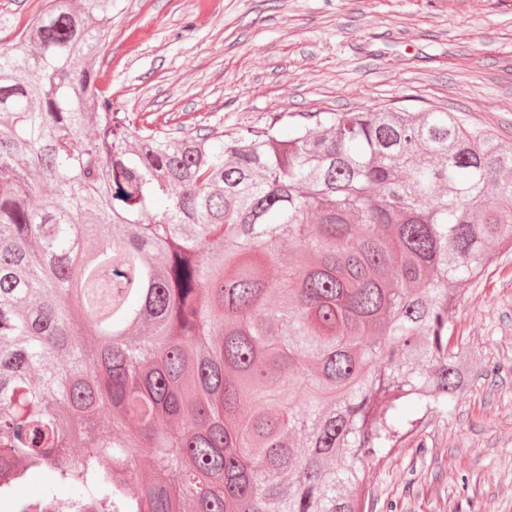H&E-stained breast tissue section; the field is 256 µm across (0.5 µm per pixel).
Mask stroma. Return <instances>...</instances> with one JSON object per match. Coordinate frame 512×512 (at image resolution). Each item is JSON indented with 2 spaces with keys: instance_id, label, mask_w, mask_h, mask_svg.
<instances>
[{
  "instance_id": "obj_1",
  "label": "stroma",
  "mask_w": 512,
  "mask_h": 512,
  "mask_svg": "<svg viewBox=\"0 0 512 512\" xmlns=\"http://www.w3.org/2000/svg\"><path fill=\"white\" fill-rule=\"evenodd\" d=\"M48 0H0V49ZM95 63L115 111L172 135L279 112L445 108L512 147V0H112ZM448 309L473 372L371 468L370 512H512V250Z\"/></svg>"
}]
</instances>
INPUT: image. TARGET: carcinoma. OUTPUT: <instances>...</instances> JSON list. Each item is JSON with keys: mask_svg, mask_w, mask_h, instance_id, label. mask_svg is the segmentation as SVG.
Wrapping results in <instances>:
<instances>
[{"mask_svg": "<svg viewBox=\"0 0 512 512\" xmlns=\"http://www.w3.org/2000/svg\"><path fill=\"white\" fill-rule=\"evenodd\" d=\"M111 23L50 0L0 50V502L367 512L480 364L448 307L512 247V149L433 108L175 138L99 88Z\"/></svg>", "mask_w": 512, "mask_h": 512, "instance_id": "carcinoma-1", "label": "carcinoma"}]
</instances>
